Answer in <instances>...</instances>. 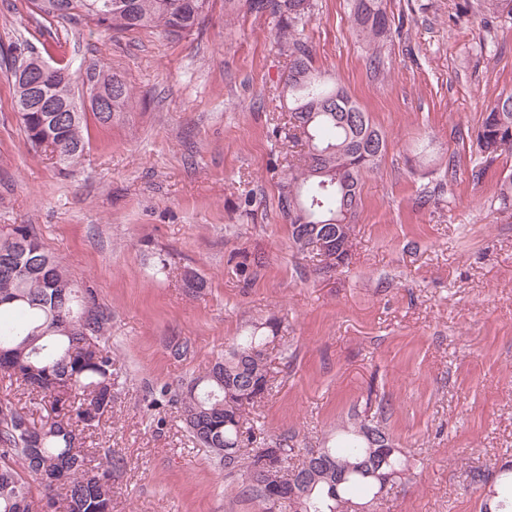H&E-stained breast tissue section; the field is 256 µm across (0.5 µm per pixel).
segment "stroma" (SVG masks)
<instances>
[{
	"mask_svg": "<svg viewBox=\"0 0 512 512\" xmlns=\"http://www.w3.org/2000/svg\"><path fill=\"white\" fill-rule=\"evenodd\" d=\"M315 3L302 36L316 66L387 142L363 179L349 259L329 273L293 247L278 206L286 162L305 148L278 135L288 59L272 16L213 0L187 38L68 21L43 33L29 0H0L1 45L53 43L138 99L111 124L89 121L82 163L64 170L27 142L0 67V226L31 225L112 314L118 391L86 432L117 463L111 512H261L242 471L193 443L159 396L271 317L274 389L251 421L305 454L384 408L386 433L421 464L379 512H480L472 472L494 478L512 463V216L495 200L512 154L484 165L476 145L487 106L512 92V24L486 23L464 0H384L402 28L375 69L352 0ZM188 269L201 293L183 288Z\"/></svg>",
	"mask_w": 512,
	"mask_h": 512,
	"instance_id": "obj_1",
	"label": "stroma"
}]
</instances>
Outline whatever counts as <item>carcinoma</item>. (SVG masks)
<instances>
[{
  "instance_id": "carcinoma-1",
  "label": "carcinoma",
  "mask_w": 512,
  "mask_h": 512,
  "mask_svg": "<svg viewBox=\"0 0 512 512\" xmlns=\"http://www.w3.org/2000/svg\"><path fill=\"white\" fill-rule=\"evenodd\" d=\"M32 12L48 22L79 17L98 31L158 30L182 38L201 31L212 0H30ZM256 13L276 19L275 37L288 57L282 96L290 113L285 137L304 141L301 165H288L279 206L291 226L292 244L307 251L311 236L338 224L340 237L352 236L361 204L363 177L386 151V139L365 112L333 79L313 65V54L299 37L310 20L313 0H249ZM484 19L512 20V0H473ZM358 33L372 49L390 31L383 0H354ZM8 65L15 107L40 79L42 56L27 41L0 47ZM75 73L58 66L56 78L39 89L44 105L17 111L27 141L50 152L55 163L80 162L86 142L87 113L75 93ZM94 119L104 125L129 108L130 86L113 74L88 72ZM479 153L492 160L512 151V93L500 94L484 113L477 132ZM498 210L512 214V173L500 182ZM110 314L94 289L61 266L26 224L0 230V377L16 383L29 407L0 405V512H111L112 460L88 451L83 429L98 426L112 409L118 385L112 353L100 344ZM280 321L251 325L245 335L186 390L172 399L180 406L193 439L232 472L246 469L244 492L263 512H354L374 509L386 492V475L409 471V459L396 448L380 422L351 423L340 439L310 453L309 463L288 465L296 449L283 441L264 447L247 411L271 389V371L262 356L274 342ZM45 414L34 419V413ZM481 512H512V466L501 468Z\"/></svg>"
}]
</instances>
